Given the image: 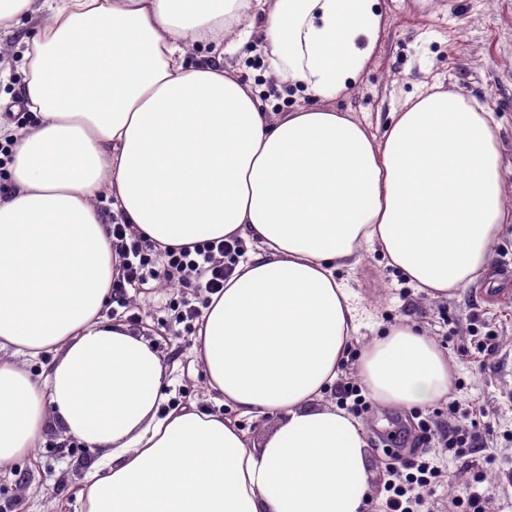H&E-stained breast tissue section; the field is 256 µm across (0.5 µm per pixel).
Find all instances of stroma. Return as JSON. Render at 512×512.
<instances>
[{
  "mask_svg": "<svg viewBox=\"0 0 512 512\" xmlns=\"http://www.w3.org/2000/svg\"><path fill=\"white\" fill-rule=\"evenodd\" d=\"M380 29L374 40H362L364 52L356 80L324 107L343 112L383 135L390 112L406 98L439 87L487 103L501 123L504 163L512 168V0H377ZM42 11L24 28L0 32V94L15 93L22 78L25 39ZM262 36L225 53L226 69L249 78L255 86L274 90L276 111L294 112L312 98L271 74L260 50ZM497 284L480 280L435 301L410 288L400 272L379 253L367 252L362 263L342 276L361 309L359 326L344 362L342 381L357 379L358 352L381 326L408 318L424 329L454 363L450 397L406 412L370 403L361 414L371 452V492L364 512H381L387 497L390 460L436 461L448 483L437 486L429 512H448L453 492L475 487L483 512H512V226L494 249ZM184 293L167 287L153 272L126 286L121 302L104 309L107 321L119 322L144 336L166 365L171 384L165 409L190 404L226 413L223 396L209 391L194 346L196 332L176 322L175 309ZM495 339L491 354H478L475 341ZM460 413L480 414L485 457H455L439 441H418L422 420L435 428L448 423V402ZM100 450L65 436L49 420L44 439L32 455L20 458L13 471L0 475V512H84L80 492Z\"/></svg>",
  "mask_w": 512,
  "mask_h": 512,
  "instance_id": "35a3bbf8",
  "label": "stroma"
}]
</instances>
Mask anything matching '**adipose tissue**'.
Returning a JSON list of instances; mask_svg holds the SVG:
<instances>
[{
	"label": "adipose tissue",
	"mask_w": 512,
	"mask_h": 512,
	"mask_svg": "<svg viewBox=\"0 0 512 512\" xmlns=\"http://www.w3.org/2000/svg\"><path fill=\"white\" fill-rule=\"evenodd\" d=\"M375 2L44 0L18 94L0 96L36 119L0 193V474L52 417L104 452L85 512H363L364 426L316 404L359 318L338 272L373 250L434 300L494 278L512 224L500 124L452 90L408 98L380 136L318 103L277 116L216 56L261 28L275 77L331 97L360 68L357 39L377 33ZM201 44L211 54L190 61ZM102 196L149 243L247 246L195 353L225 405L274 418L261 440L193 405L161 413L157 350L103 316L119 258ZM358 374L410 411L447 397L452 366L402 318Z\"/></svg>",
	"instance_id": "ef3b65f1"
}]
</instances>
